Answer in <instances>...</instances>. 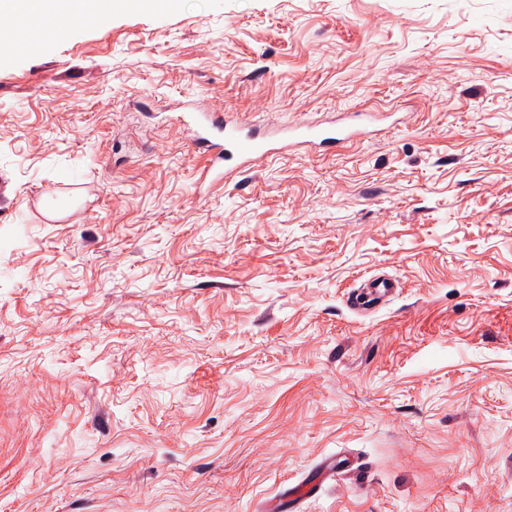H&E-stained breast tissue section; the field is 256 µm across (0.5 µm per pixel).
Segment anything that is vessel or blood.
<instances>
[{"mask_svg": "<svg viewBox=\"0 0 512 512\" xmlns=\"http://www.w3.org/2000/svg\"><path fill=\"white\" fill-rule=\"evenodd\" d=\"M344 118V124L337 127L286 126L259 130L225 120L223 113L206 112L197 103L189 102L180 122L192 131L195 150L206 157L207 174L213 181L222 182L244 172L257 160L293 147L332 148L370 137L382 115L348 112Z\"/></svg>", "mask_w": 512, "mask_h": 512, "instance_id": "1", "label": "vessel or blood"}]
</instances>
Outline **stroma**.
<instances>
[{
  "label": "stroma",
  "instance_id": "stroma-1",
  "mask_svg": "<svg viewBox=\"0 0 512 512\" xmlns=\"http://www.w3.org/2000/svg\"><path fill=\"white\" fill-rule=\"evenodd\" d=\"M188 101L397 124L202 187ZM328 457L294 512H512V0L118 2L0 51V512H283Z\"/></svg>",
  "mask_w": 512,
  "mask_h": 512
}]
</instances>
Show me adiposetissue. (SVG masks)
I'll list each match as a JSON object with an SVG mask.
<instances>
[{"label":"adipose tissue","mask_w":512,"mask_h":512,"mask_svg":"<svg viewBox=\"0 0 512 512\" xmlns=\"http://www.w3.org/2000/svg\"><path fill=\"white\" fill-rule=\"evenodd\" d=\"M113 0H0V15L9 18L12 34L47 36L55 22L71 24L108 19Z\"/></svg>","instance_id":"1"}]
</instances>
